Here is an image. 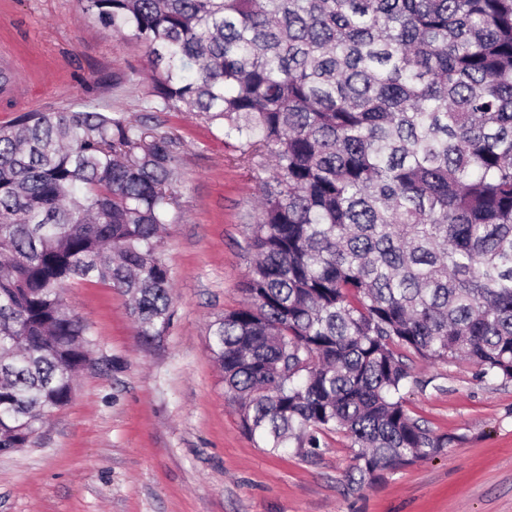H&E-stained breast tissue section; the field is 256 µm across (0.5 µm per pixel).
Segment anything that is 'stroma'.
I'll list each match as a JSON object with an SVG mask.
<instances>
[{
	"mask_svg": "<svg viewBox=\"0 0 512 512\" xmlns=\"http://www.w3.org/2000/svg\"><path fill=\"white\" fill-rule=\"evenodd\" d=\"M17 58L28 112L125 117L174 142L179 206L163 232L174 317L143 346L120 291L95 283L65 298L92 325L96 364L33 444L0 455V512H512V381L411 356L406 407L455 443L350 493L349 440L320 456H274L249 438L213 361L210 326L242 306L250 226L270 165L242 162L198 112H149L152 68L80 0H0V44Z\"/></svg>",
	"mask_w": 512,
	"mask_h": 512,
	"instance_id": "35a3bbf8",
	"label": "stroma"
}]
</instances>
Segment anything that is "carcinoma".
<instances>
[{"label": "carcinoma", "mask_w": 512, "mask_h": 512, "mask_svg": "<svg viewBox=\"0 0 512 512\" xmlns=\"http://www.w3.org/2000/svg\"><path fill=\"white\" fill-rule=\"evenodd\" d=\"M152 58L147 108L200 112L267 155L247 301L210 351L246 434L278 455L350 440L347 491L445 451L404 351L512 381V0H82ZM170 137L96 111L0 126V454L67 406L91 324L65 289L172 320Z\"/></svg>", "instance_id": "1"}]
</instances>
